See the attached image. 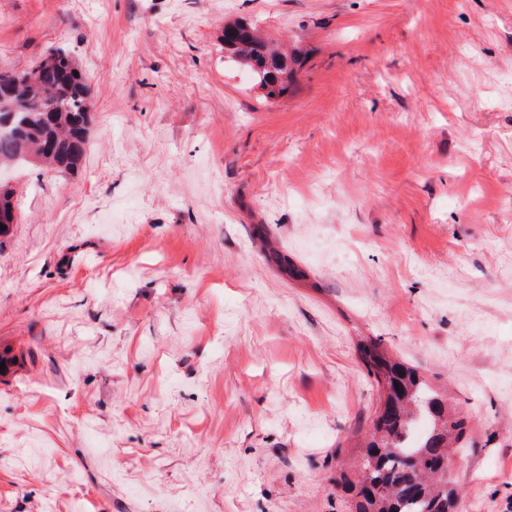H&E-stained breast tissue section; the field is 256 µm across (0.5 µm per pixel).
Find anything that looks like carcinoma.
Returning a JSON list of instances; mask_svg holds the SVG:
<instances>
[{"mask_svg":"<svg viewBox=\"0 0 512 512\" xmlns=\"http://www.w3.org/2000/svg\"><path fill=\"white\" fill-rule=\"evenodd\" d=\"M224 58L249 70L264 98L288 94L298 52L262 38L247 21L224 25ZM36 81L0 70V165L37 164L46 172L73 168L85 151L92 101L71 53L56 48L34 66ZM51 99L55 110L41 111ZM14 190L0 185V224L15 222ZM379 390L373 425L339 481L354 495L353 512H453L458 491L448 486V455L463 444L466 418L452 413L419 371L394 360L377 341L358 348ZM427 431L409 438L420 419Z\"/></svg>","mask_w":512,"mask_h":512,"instance_id":"cac0c4a2","label":"carcinoma"}]
</instances>
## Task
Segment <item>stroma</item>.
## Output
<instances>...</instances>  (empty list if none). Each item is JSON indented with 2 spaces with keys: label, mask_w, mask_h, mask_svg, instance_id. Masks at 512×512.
<instances>
[{
  "label": "stroma",
  "mask_w": 512,
  "mask_h": 512,
  "mask_svg": "<svg viewBox=\"0 0 512 512\" xmlns=\"http://www.w3.org/2000/svg\"><path fill=\"white\" fill-rule=\"evenodd\" d=\"M52 47L95 111L9 175L0 512H348L363 338L467 418L457 512H512V0H0V69ZM222 41L224 57L251 72L254 85L264 91L267 101L288 94L296 76L293 65L298 52H288L266 41L252 23L244 20L224 25Z\"/></svg>",
  "instance_id": "obj_1"
}]
</instances>
